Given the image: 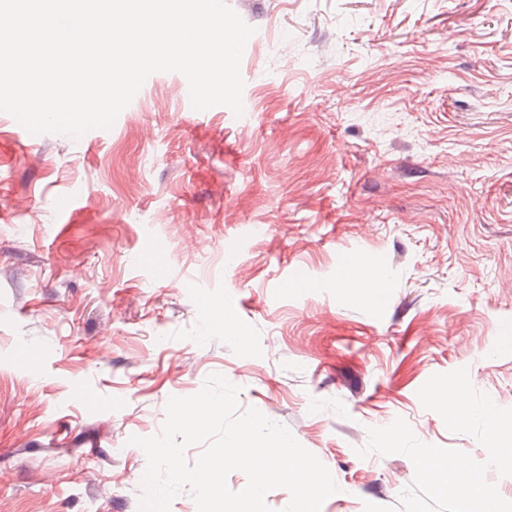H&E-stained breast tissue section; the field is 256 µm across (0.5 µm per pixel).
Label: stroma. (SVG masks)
Instances as JSON below:
<instances>
[{
    "label": "stroma",
    "mask_w": 512,
    "mask_h": 512,
    "mask_svg": "<svg viewBox=\"0 0 512 512\" xmlns=\"http://www.w3.org/2000/svg\"><path fill=\"white\" fill-rule=\"evenodd\" d=\"M226 2L242 115L178 72L77 139L0 112V512H139L130 437L214 373L330 470L321 512L399 506L412 461L356 454L398 417L486 460L432 375L512 407V0Z\"/></svg>",
    "instance_id": "stroma-1"
}]
</instances>
